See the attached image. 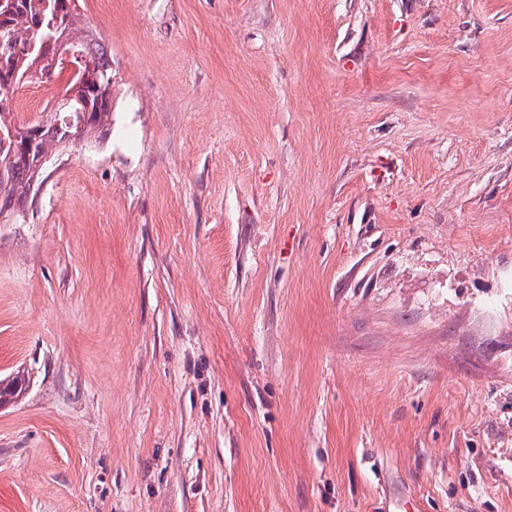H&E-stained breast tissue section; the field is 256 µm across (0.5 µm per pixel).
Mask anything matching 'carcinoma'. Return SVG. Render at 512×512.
<instances>
[{"mask_svg": "<svg viewBox=\"0 0 512 512\" xmlns=\"http://www.w3.org/2000/svg\"><path fill=\"white\" fill-rule=\"evenodd\" d=\"M69 0H47L34 10L30 17L19 18L17 34L28 40L27 60L22 63L7 61L0 66V132L9 135L14 130L21 132L24 125L15 123L13 113L5 111L8 101L15 93L24 74L33 70L39 60L47 58L49 50L58 45L59 39L74 45L83 44L79 31L83 30L76 17L67 9ZM77 75L67 81L65 95L58 103L54 115L32 125L36 130L34 152L13 146L12 141L0 139V159L10 157L8 165L0 172V212L14 206H23L34 185L41 178L42 167L38 156L63 144L99 138L112 124V97L97 94L91 89L87 76L101 79L112 77V58L103 48L74 57Z\"/></svg>", "mask_w": 512, "mask_h": 512, "instance_id": "1", "label": "carcinoma"}]
</instances>
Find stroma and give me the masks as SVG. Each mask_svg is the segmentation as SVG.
Returning a JSON list of instances; mask_svg holds the SVG:
<instances>
[{
	"label": "stroma",
	"instance_id": "stroma-1",
	"mask_svg": "<svg viewBox=\"0 0 512 512\" xmlns=\"http://www.w3.org/2000/svg\"><path fill=\"white\" fill-rule=\"evenodd\" d=\"M112 126L0 223V512H512V0H83Z\"/></svg>",
	"mask_w": 512,
	"mask_h": 512
}]
</instances>
